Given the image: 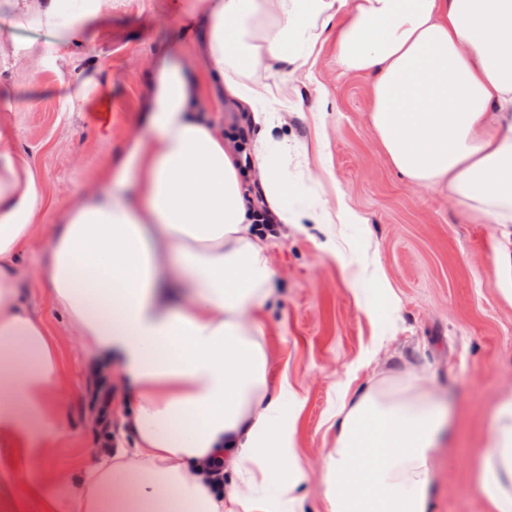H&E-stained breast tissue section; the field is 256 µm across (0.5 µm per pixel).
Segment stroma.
Here are the masks:
<instances>
[{"label": "stroma", "instance_id": "stroma-1", "mask_svg": "<svg viewBox=\"0 0 512 512\" xmlns=\"http://www.w3.org/2000/svg\"><path fill=\"white\" fill-rule=\"evenodd\" d=\"M197 0H114L90 32L62 40L0 9V137L32 165L47 238L74 191L95 186L101 169L140 127L147 72L177 19ZM29 45L21 63L17 46ZM96 85L83 108L60 86ZM374 76L343 71L326 41L314 78L290 93L297 142L315 139L313 113L325 125L323 149L338 188L361 218L335 225L342 260L322 253L304 232L288 229L271 244L278 303L263 316L275 352L272 378L288 373L304 400L295 442L308 480L310 512H323L324 451L334 433L326 420L348 380L365 383L386 369L428 376L453 421L436 471L433 512H484L476 467L499 397L512 392V305L494 261L501 228L469 223L440 192L413 186L395 170L370 125ZM45 248L19 254L21 301L48 325L65 388L63 435L30 477L78 471L101 451L89 423L100 389L81 369L83 349L70 336L40 278ZM383 277L397 304L388 320L367 316L363 288ZM16 455L0 447V512H44L16 476Z\"/></svg>", "mask_w": 512, "mask_h": 512}]
</instances>
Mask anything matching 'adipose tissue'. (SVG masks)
Returning <instances> with one entry per match:
<instances>
[{"label": "adipose tissue", "mask_w": 512, "mask_h": 512, "mask_svg": "<svg viewBox=\"0 0 512 512\" xmlns=\"http://www.w3.org/2000/svg\"><path fill=\"white\" fill-rule=\"evenodd\" d=\"M69 36L112 0H1ZM199 52L159 48L142 131L95 189L63 207L44 285L85 351V373L116 384L129 447L80 473L29 479L61 432L57 352L19 299V253L35 243L39 200L25 156L0 152V445L45 512H306L295 446L303 400L262 316L276 300L274 234L256 224L259 187L281 224L313 225L336 256L334 225L358 223L342 193L300 191L288 158V83L327 39L346 71L375 75L370 115L390 164L502 228L494 256L512 282V0H200ZM342 19L332 29L334 19ZM257 129L251 162L203 113L206 87ZM325 512H431L444 413L430 380L379 372L343 388L329 417ZM476 480L489 512H512V395L495 407Z\"/></svg>", "instance_id": "obj_1"}]
</instances>
